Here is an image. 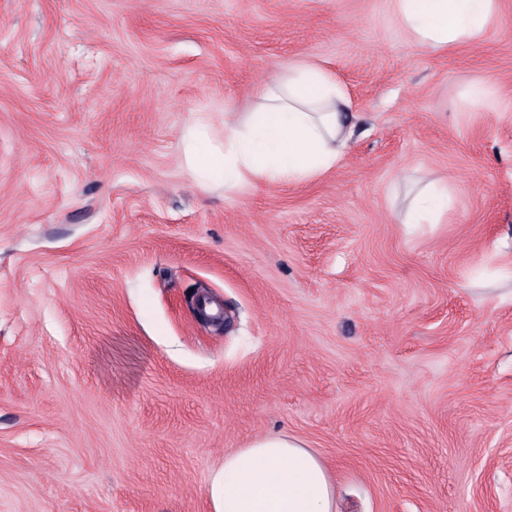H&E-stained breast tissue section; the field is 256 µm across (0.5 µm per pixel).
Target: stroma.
<instances>
[{
	"instance_id": "stroma-1",
	"label": "stroma",
	"mask_w": 512,
	"mask_h": 512,
	"mask_svg": "<svg viewBox=\"0 0 512 512\" xmlns=\"http://www.w3.org/2000/svg\"><path fill=\"white\" fill-rule=\"evenodd\" d=\"M304 60L336 167L198 184L185 131ZM510 288L512 0L436 51L393 0H0V512H211L277 433L338 512H512ZM448 213V188L445 189L434 182L422 192L405 215L403 224L406 227L415 224H437L443 215Z\"/></svg>"
}]
</instances>
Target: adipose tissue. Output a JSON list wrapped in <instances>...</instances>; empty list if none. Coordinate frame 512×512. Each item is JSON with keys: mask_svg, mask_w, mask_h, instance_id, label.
Instances as JSON below:
<instances>
[{"mask_svg": "<svg viewBox=\"0 0 512 512\" xmlns=\"http://www.w3.org/2000/svg\"><path fill=\"white\" fill-rule=\"evenodd\" d=\"M496 0H394L403 28L421 46L444 49L476 40ZM351 101L312 62L270 71L259 103L224 115V143L200 130L183 137L199 175L236 186L305 182L332 170L354 130ZM448 191L430 184L409 208L405 226L439 223ZM211 512H335V485L322 459L296 437L266 435L228 453L206 488Z\"/></svg>", "mask_w": 512, "mask_h": 512, "instance_id": "obj_1", "label": "adipose tissue"}]
</instances>
